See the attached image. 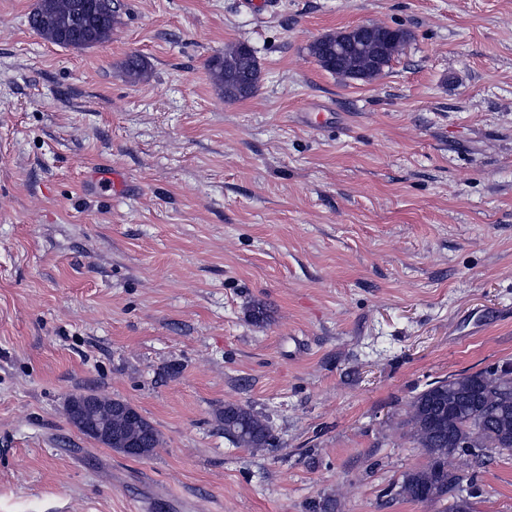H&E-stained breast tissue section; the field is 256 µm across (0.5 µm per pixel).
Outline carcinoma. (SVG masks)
<instances>
[{"label":"carcinoma","instance_id":"obj_1","mask_svg":"<svg viewBox=\"0 0 512 512\" xmlns=\"http://www.w3.org/2000/svg\"><path fill=\"white\" fill-rule=\"evenodd\" d=\"M119 23L113 8L101 10L98 0H38L29 17L30 28L42 38L63 47L91 48L110 39ZM309 53L325 71H331L334 50L322 47L317 39L309 45ZM131 81L147 78L143 58L132 55L124 62ZM209 70L220 96L227 103L256 93L261 70L254 51L239 43L209 61ZM224 438L237 448L254 452L277 447L268 418L250 406L224 405L221 415ZM512 425V368H490L469 374L451 375L434 381L417 393L408 404L402 422L406 435L421 448L426 462L406 473L399 486L402 498L429 505L453 499L446 512H471V504L460 510L464 485L473 478L453 464L457 458H479L488 449L512 450V442H503L504 429ZM127 432L146 433L145 459L160 444L155 427L141 414L127 425ZM469 447L457 448V441Z\"/></svg>","mask_w":512,"mask_h":512}]
</instances>
